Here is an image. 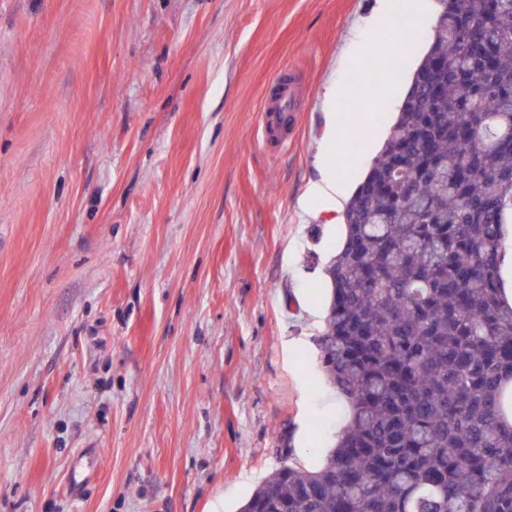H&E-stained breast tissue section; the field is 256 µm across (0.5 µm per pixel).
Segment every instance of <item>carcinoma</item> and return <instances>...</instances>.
I'll list each match as a JSON object with an SVG mask.
<instances>
[{
  "mask_svg": "<svg viewBox=\"0 0 512 512\" xmlns=\"http://www.w3.org/2000/svg\"><path fill=\"white\" fill-rule=\"evenodd\" d=\"M437 2L327 269L315 346L350 423L241 512H512V0Z\"/></svg>",
  "mask_w": 512,
  "mask_h": 512,
  "instance_id": "obj_1",
  "label": "carcinoma"
}]
</instances>
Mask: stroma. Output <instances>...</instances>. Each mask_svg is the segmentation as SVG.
Returning <instances> with one entry per match:
<instances>
[{
	"label": "stroma",
	"mask_w": 512,
	"mask_h": 512,
	"mask_svg": "<svg viewBox=\"0 0 512 512\" xmlns=\"http://www.w3.org/2000/svg\"><path fill=\"white\" fill-rule=\"evenodd\" d=\"M391 0H0V512H239L315 469L349 421L305 303L345 227L302 217L351 185L431 40L367 23ZM391 44L401 68L378 66ZM303 95L263 144L276 74ZM352 83L327 131L326 91ZM347 190V184L342 176H337L335 173L323 174L318 182L311 183L305 193L304 201L309 202L312 200L323 201L330 206L327 211L336 209V199L341 197Z\"/></svg>",
	"instance_id": "1"
}]
</instances>
